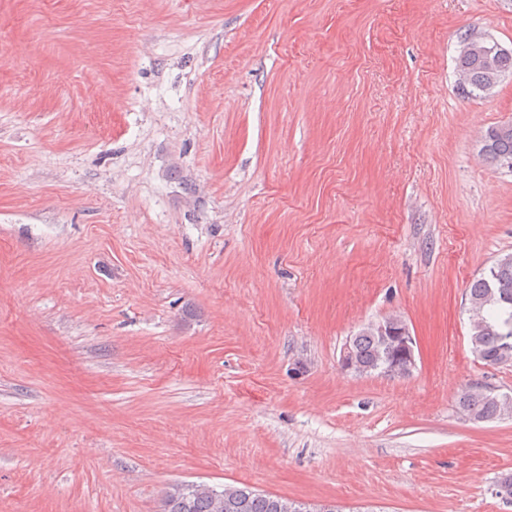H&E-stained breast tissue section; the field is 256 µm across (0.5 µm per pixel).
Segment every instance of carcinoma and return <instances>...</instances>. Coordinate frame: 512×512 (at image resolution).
I'll return each instance as SVG.
<instances>
[{
	"instance_id": "carcinoma-1",
	"label": "carcinoma",
	"mask_w": 512,
	"mask_h": 512,
	"mask_svg": "<svg viewBox=\"0 0 512 512\" xmlns=\"http://www.w3.org/2000/svg\"><path fill=\"white\" fill-rule=\"evenodd\" d=\"M457 72L466 77L461 87L466 97L482 96L486 74L472 56L456 58ZM481 154L491 162L512 161V123L488 128L482 136ZM469 345L472 354L489 366L512 364V254L496 259L487 271L473 280L467 291ZM394 340L385 342L373 323L351 337L354 374L375 372L396 377L394 364L400 361L399 336L406 323L389 317ZM462 415L473 422H489L512 417V397L492 393L488 387L469 385L458 397ZM160 512H340L334 505L307 507L248 486H224L218 490L206 484H174L161 498Z\"/></svg>"
}]
</instances>
